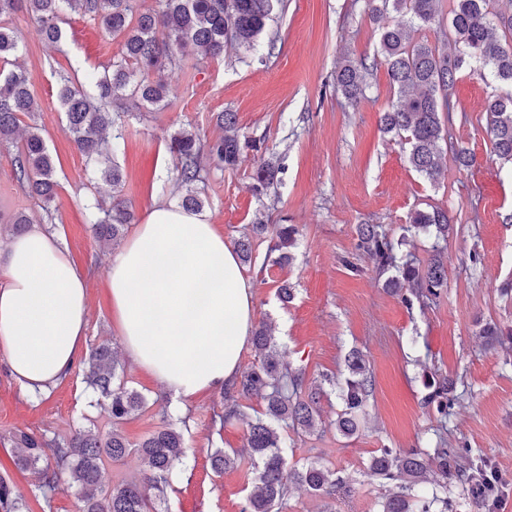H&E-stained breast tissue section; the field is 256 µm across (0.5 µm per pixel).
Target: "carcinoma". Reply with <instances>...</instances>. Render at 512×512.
<instances>
[{
    "label": "carcinoma",
    "mask_w": 512,
    "mask_h": 512,
    "mask_svg": "<svg viewBox=\"0 0 512 512\" xmlns=\"http://www.w3.org/2000/svg\"><path fill=\"white\" fill-rule=\"evenodd\" d=\"M498 0H453L450 28L455 52L450 54L414 33L429 27L440 17L441 0H365V7L377 24L378 49L386 66L396 98L380 118L381 128L409 145L407 162L417 173L431 180L445 176L442 162L446 152L454 165L467 169L473 163L469 148L455 141L445 129L440 113L454 111L452 91L464 64L475 60L487 69L499 91L486 102L488 128L494 154L512 164V43L497 36L499 25L512 30V15L496 10ZM282 0H159L158 8L140 12L137 0H0V19L19 9L25 10L50 46L63 38L61 27L67 9L79 8L93 17L110 36L123 38L122 57L96 80L97 95L87 96L70 77L60 78L58 98L65 112L68 129L80 153L98 164L100 180L112 187V204L92 213L95 241L103 250L116 245L124 236L133 214L120 195L123 174L107 152L110 135H122L121 111L110 110L112 101L127 96L140 106L166 105L167 88L151 75L176 65L179 53L192 45L205 55L219 58L229 41L247 51L255 49L274 6ZM408 15L410 26L385 23L387 14ZM22 49L19 32L0 23V59ZM373 66L348 58L336 71V85L342 96L357 105L366 98ZM38 111L33 79L24 70L0 69V144L14 135L19 114L32 116ZM224 135L203 143L193 133L182 130L168 146L175 170L185 187L182 208L199 212L204 200L195 185L205 179V163L220 168L237 164L241 145L236 133V115L217 116ZM445 148H440V144ZM55 161L49 153L38 125L29 127L25 143L14 158V175L29 194L49 202L56 194ZM278 168L261 161L252 176L251 190L265 194L277 181ZM448 214L442 210L418 211L407 231L434 237L432 259L425 266L399 256L392 240L376 224L357 228L358 247L374 262L375 268L394 275L385 281L408 308L424 306L440 297L448 283L445 260L448 242ZM258 236L271 235L270 251L278 253L276 263L293 260L298 228L293 224H255ZM243 264L252 261V238L244 235L234 241ZM489 343L512 344V326L490 321L481 326ZM254 361L229 387L223 390L222 423L245 424L242 451L215 450L210 456L212 471L220 476L242 459L252 465L251 490L242 512H279L296 486L331 495L341 484L336 470L320 461L302 465L289 462L278 428L312 433L321 422L325 385H336V376L324 374L310 381L303 368H294L283 359L275 337L265 324L252 336ZM348 377L339 386L340 405L333 424L349 439L358 435L361 416L366 414L374 392V379L364 355L353 349L345 358ZM119 362L112 348L102 344L91 351L86 362V380L93 390L109 399L112 430L106 433L76 431L69 438L49 439L44 434L19 431L10 441L15 450L14 464L39 474L38 490L44 501L59 489L63 477L79 489L82 512H158L164 499V483L186 456L182 431L174 423L148 434L136 445L146 467L138 480L126 481L111 489L101 484L104 461L118 462L131 445L118 430V424L141 410L145 399L139 393L115 384ZM427 390L423 402L434 412L438 426L425 448H391L375 451L368 469L379 483L389 488L382 498L380 512H454L450 493L466 491L478 502L495 499L496 476L483 459H475L466 448L448 447V417L461 405L458 380L434 373L423 375ZM262 396L264 410L253 419L244 417L239 400ZM52 449L47 454L46 449ZM0 512H30L29 504L14 491L13 484L0 477Z\"/></svg>",
    "instance_id": "cac0c4a2"
}]
</instances>
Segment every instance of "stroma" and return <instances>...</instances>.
<instances>
[{"label":"stroma","instance_id":"stroma-1","mask_svg":"<svg viewBox=\"0 0 512 512\" xmlns=\"http://www.w3.org/2000/svg\"><path fill=\"white\" fill-rule=\"evenodd\" d=\"M5 22L18 30L24 49L9 57L10 68L33 78L39 105L36 119L21 116L18 132L38 123L56 164L57 196L51 205L17 184L12 159L22 142L0 144V247L13 239L12 221L24 214L58 235L86 278L88 327L81 358L100 344L120 350L108 294L111 251L96 245L85 209L108 200L110 189L93 184V165L76 148L58 101L61 75L94 93L91 75L120 58L122 38L106 35L96 20L69 12L65 38L52 47L42 40L26 12ZM376 27L364 0H288L285 10L259 37L256 50L226 46L223 57H204L186 47L179 68L161 78L168 89L165 108H129L123 136L112 143V158L122 168L121 195L142 223L159 203L179 204L169 137L182 129L201 141L220 136L216 115L233 112L241 138L251 141L238 165L211 168L196 189L209 223L234 242L252 225L293 224L299 230L292 264L273 263L269 238L253 241L252 262L244 266L255 290V320L271 326L283 355L305 368L309 379L336 373L350 349L363 352L374 377L367 422L358 437L336 432L334 406L324 405L323 424L313 433H289L294 460H321L344 480L335 495L293 489L281 512H379L384 487L367 467L374 450L388 445L413 448L435 416L423 404V374L459 376L466 393L448 421L452 446L471 449L500 477L493 506L460 497L456 512H512V350L488 348L480 322L512 321V298L501 284L512 278V179L499 172L493 154L485 104L494 84L479 63H470L454 90V132L475 156L465 171L449 167L439 182L413 171L406 152L381 130L380 117L395 96L384 65L370 78L366 99L350 106L336 88L342 58H374ZM282 168L281 180L266 195L250 189L260 158ZM446 210L448 286L438 305L407 308L387 291L385 278L357 248V227L378 224L399 241L400 253L420 262L430 257L431 238L407 232L411 215ZM479 261H472V254ZM288 282L291 303H281L277 288ZM125 387L141 394L146 406L121 430L138 443L164 421L182 423L188 448L178 476L167 487L166 512H241L251 464L216 476L209 455L243 445L241 423L220 424V392L206 391L174 404L163 385L121 355ZM104 397L84 381L82 368L46 393L27 394L0 353V436L18 431L69 437L75 430L105 432L112 421Z\"/></svg>","mask_w":512,"mask_h":512}]
</instances>
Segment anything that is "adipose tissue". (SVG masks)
I'll list each match as a JSON object with an SVG mask.
<instances>
[{
  "label": "adipose tissue",
  "instance_id": "ef3b65f1",
  "mask_svg": "<svg viewBox=\"0 0 512 512\" xmlns=\"http://www.w3.org/2000/svg\"><path fill=\"white\" fill-rule=\"evenodd\" d=\"M108 286L125 353L174 397L232 383L253 283L203 215L154 206L113 254ZM86 325L85 279L59 237L36 226L0 248V353L24 389L69 376Z\"/></svg>",
  "mask_w": 512,
  "mask_h": 512
}]
</instances>
